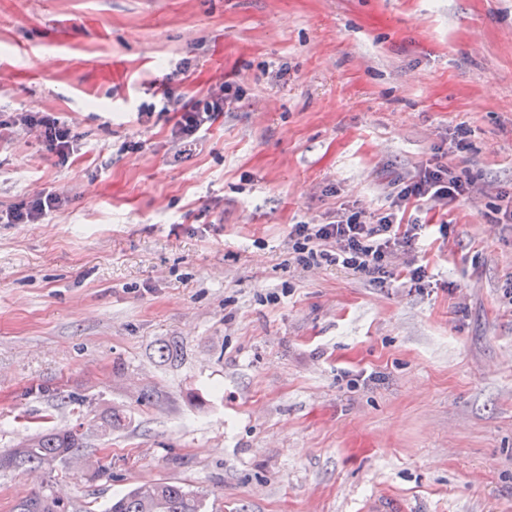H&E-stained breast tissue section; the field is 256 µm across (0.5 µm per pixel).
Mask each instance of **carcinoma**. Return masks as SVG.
Listing matches in <instances>:
<instances>
[{"mask_svg": "<svg viewBox=\"0 0 512 512\" xmlns=\"http://www.w3.org/2000/svg\"><path fill=\"white\" fill-rule=\"evenodd\" d=\"M125 416L109 411L97 430L105 435L124 426ZM87 435L77 429H39L17 447L0 453L1 471L44 468L50 472L61 464L93 482L106 473L98 463L93 471L85 468L86 457L80 454ZM206 499L185 486L165 479L144 482L112 500L103 512H205ZM15 512H66L63 500L44 490L34 492L15 506Z\"/></svg>", "mask_w": 512, "mask_h": 512, "instance_id": "cac0c4a2", "label": "carcinoma"}]
</instances>
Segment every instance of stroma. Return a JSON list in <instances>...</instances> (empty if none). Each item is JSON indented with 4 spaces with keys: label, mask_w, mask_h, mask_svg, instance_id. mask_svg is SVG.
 I'll use <instances>...</instances> for the list:
<instances>
[{
    "label": "stroma",
    "mask_w": 512,
    "mask_h": 512,
    "mask_svg": "<svg viewBox=\"0 0 512 512\" xmlns=\"http://www.w3.org/2000/svg\"><path fill=\"white\" fill-rule=\"evenodd\" d=\"M223 79L239 99L177 155L160 85ZM36 109L72 119L68 163L15 126ZM431 158L479 193L429 213L422 287L297 264L290 225ZM62 185L0 223V452L122 412L69 512L156 479L206 512H512V224L485 218L512 193V0H0V208ZM47 480L0 471V512ZM68 196L59 189L35 190L27 201L0 209L1 224L34 223L50 212L57 211L67 202Z\"/></svg>",
    "instance_id": "obj_1"
}]
</instances>
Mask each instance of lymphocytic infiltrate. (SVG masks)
<instances>
[{
    "label": "lymphocytic infiltrate",
    "instance_id": "lymphocytic-infiltrate-1",
    "mask_svg": "<svg viewBox=\"0 0 512 512\" xmlns=\"http://www.w3.org/2000/svg\"><path fill=\"white\" fill-rule=\"evenodd\" d=\"M162 109L174 113V140L197 141L230 105L223 93L210 92L201 97H185L174 88H166ZM23 125L38 129L45 150L59 160H68L76 145L71 121L42 110L21 114ZM477 193L474 184L457 175L446 164L432 160L417 167L408 178L398 180L385 206L371 210L340 207L333 221L325 224L291 225L288 239L299 264L311 268L324 263L348 273L383 283L421 282L426 269L417 265L415 253L426 231L420 213L447 210ZM67 196L56 188L34 191L27 201L0 209L1 224H27L57 211Z\"/></svg>",
    "mask_w": 512,
    "mask_h": 512
}]
</instances>
